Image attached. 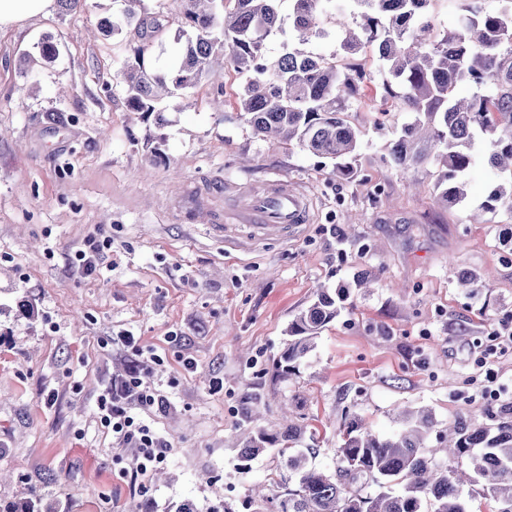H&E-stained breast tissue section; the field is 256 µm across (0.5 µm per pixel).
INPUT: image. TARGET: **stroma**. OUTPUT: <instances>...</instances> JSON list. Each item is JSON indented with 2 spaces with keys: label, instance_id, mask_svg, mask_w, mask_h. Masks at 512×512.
Returning a JSON list of instances; mask_svg holds the SVG:
<instances>
[{
  "label": "stroma",
  "instance_id": "35a3bbf8",
  "mask_svg": "<svg viewBox=\"0 0 512 512\" xmlns=\"http://www.w3.org/2000/svg\"><path fill=\"white\" fill-rule=\"evenodd\" d=\"M121 8L55 5L0 30V512L35 494L46 512H176L186 501L206 512L241 504L275 470L272 450L242 465L243 429L308 425L309 461L329 470L346 419L387 436L398 410L423 407L433 448L456 420L483 424L512 404V344L495 334L512 325V252L498 241L512 214L470 221L491 182L485 164L468 175L469 203L437 208L434 167L416 171L412 191L380 161L411 114L389 113L378 130L381 103L366 100L349 115L357 165L336 178L213 107L242 83L230 69L170 100L157 125L128 110L117 79L135 32L94 33ZM46 37L56 60L29 62ZM272 181L308 194L311 223L283 240L210 233L213 214ZM185 191L198 206L179 204ZM98 229L97 269L79 274L72 258ZM364 269L379 278L367 293L353 286ZM464 270L480 288L459 286ZM343 286L347 307L295 376H277L289 322L319 289ZM128 331L160 358L146 383L165 402L140 415L170 446L137 482L135 449L113 446L96 414L118 370L140 360L121 340Z\"/></svg>",
  "mask_w": 512,
  "mask_h": 512
}]
</instances>
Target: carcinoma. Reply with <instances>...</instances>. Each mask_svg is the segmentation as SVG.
Wrapping results in <instances>:
<instances>
[{"instance_id":"carcinoma-1","label":"carcinoma","mask_w":512,"mask_h":512,"mask_svg":"<svg viewBox=\"0 0 512 512\" xmlns=\"http://www.w3.org/2000/svg\"><path fill=\"white\" fill-rule=\"evenodd\" d=\"M123 2L121 13L101 19L98 30L109 37L132 26L140 40L119 74L129 111L163 120L160 101L218 78L213 62L220 58L245 77L232 103L255 136L296 144L348 177L359 149V131L348 119L351 102L378 96L394 111L414 115L387 141L383 161L403 174L436 164L433 200L448 209L465 200L476 141L487 139L484 162L498 182L476 209L512 212V0H501L496 13L469 0L460 23L443 31L428 16L431 0H346L336 14L340 51L355 55L375 47L396 89L388 81L373 89L363 70L341 71L336 59L308 48L326 35L316 25L325 0H292L297 42L276 56L267 54L266 42L280 29V0H234L229 11L218 10V0H179L183 43L165 67L150 63L164 19L141 15L140 0ZM463 84L476 87L468 98L457 95ZM347 298L344 289L335 297L321 291L294 317L276 363L280 376L293 374ZM433 426L431 412L405 411L402 427L380 437L354 418L344 424L330 475L309 466L305 453L287 452L304 434L298 424L249 435L241 461L281 447L270 478L274 492L266 497L273 512H476L477 498L487 512H512V407L493 412L488 424L456 421L453 442L443 449L426 446ZM441 452L468 458L472 473L438 463ZM288 475L296 486L283 494L277 487Z\"/></svg>"}]
</instances>
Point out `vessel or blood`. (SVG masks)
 <instances>
[{
  "mask_svg": "<svg viewBox=\"0 0 512 512\" xmlns=\"http://www.w3.org/2000/svg\"><path fill=\"white\" fill-rule=\"evenodd\" d=\"M311 199L294 186L278 183L253 190L247 206L238 208V222L249 227L254 236L273 238L309 223Z\"/></svg>",
  "mask_w": 512,
  "mask_h": 512,
  "instance_id": "1",
  "label": "vessel or blood"
}]
</instances>
